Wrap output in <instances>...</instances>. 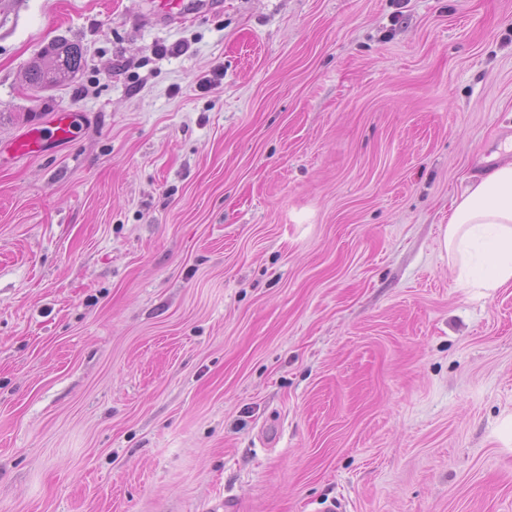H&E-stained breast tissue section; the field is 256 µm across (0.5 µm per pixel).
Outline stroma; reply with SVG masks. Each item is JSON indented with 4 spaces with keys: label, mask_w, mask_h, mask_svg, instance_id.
Wrapping results in <instances>:
<instances>
[{
    "label": "stroma",
    "mask_w": 512,
    "mask_h": 512,
    "mask_svg": "<svg viewBox=\"0 0 512 512\" xmlns=\"http://www.w3.org/2000/svg\"><path fill=\"white\" fill-rule=\"evenodd\" d=\"M202 8L0 0V138L80 127L0 167V512H512V285L439 246L512 0ZM149 18L165 23L183 24L197 17L186 0H151ZM41 66L33 69L28 83L33 90L60 85L75 77L87 66V60L79 43L60 39L43 52ZM77 133L78 125L73 112H52L42 123L12 139L5 151L8 156L42 153L51 146L73 141Z\"/></svg>",
    "instance_id": "obj_1"
}]
</instances>
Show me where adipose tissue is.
Masks as SVG:
<instances>
[{"mask_svg":"<svg viewBox=\"0 0 512 512\" xmlns=\"http://www.w3.org/2000/svg\"><path fill=\"white\" fill-rule=\"evenodd\" d=\"M440 245L476 286L512 283V160L470 178L448 210Z\"/></svg>","mask_w":512,"mask_h":512,"instance_id":"adipose-tissue-1","label":"adipose tissue"}]
</instances>
